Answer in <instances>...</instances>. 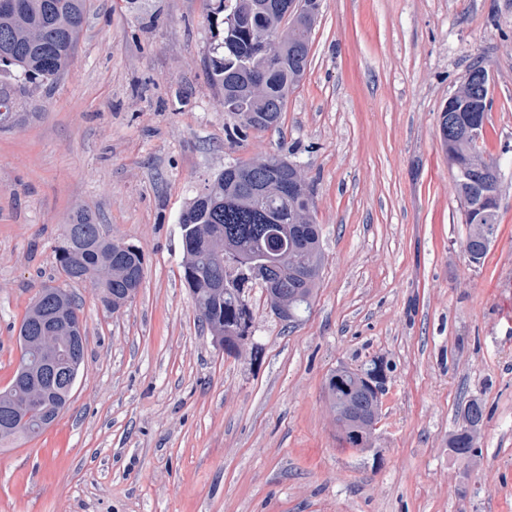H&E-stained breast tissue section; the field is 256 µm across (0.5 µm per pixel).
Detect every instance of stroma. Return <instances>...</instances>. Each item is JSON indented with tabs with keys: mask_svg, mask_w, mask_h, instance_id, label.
I'll return each instance as SVG.
<instances>
[{
	"mask_svg": "<svg viewBox=\"0 0 512 512\" xmlns=\"http://www.w3.org/2000/svg\"><path fill=\"white\" fill-rule=\"evenodd\" d=\"M209 0H89L56 81L0 77V388L74 209L139 247L130 305L72 285L84 365L61 416L0 447V512H512V0H322L281 130L236 123L208 80ZM490 79L484 149L504 174L479 267L439 142L470 65ZM278 153L306 166L325 263L309 313L249 294L258 358L203 331L178 218L224 166ZM387 362L373 445L341 442L325 384ZM485 420L468 466L462 409ZM462 423L450 434L448 447L457 459L474 460L475 451L469 452L472 435L477 436L484 424V408L477 399L470 400L462 410Z\"/></svg>",
	"mask_w": 512,
	"mask_h": 512,
	"instance_id": "1",
	"label": "stroma"
}]
</instances>
